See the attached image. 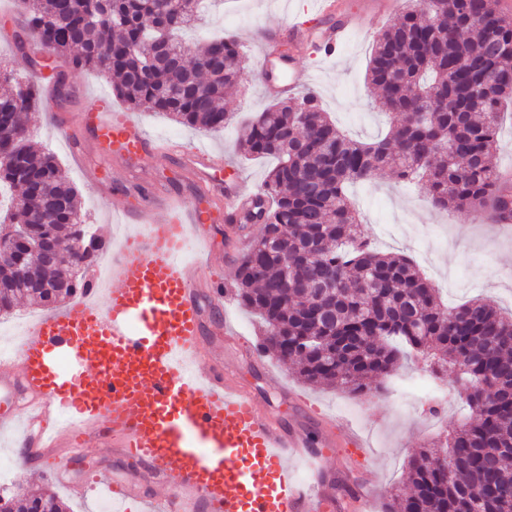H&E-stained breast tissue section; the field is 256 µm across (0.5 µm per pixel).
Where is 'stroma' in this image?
<instances>
[{
    "label": "stroma",
    "instance_id": "1",
    "mask_svg": "<svg viewBox=\"0 0 512 512\" xmlns=\"http://www.w3.org/2000/svg\"><path fill=\"white\" fill-rule=\"evenodd\" d=\"M313 0H207L204 12L210 21L180 37L189 48L221 32L238 35L246 50L245 74L224 97V109L232 119L218 131L196 130L155 112H138L134 118L145 136L178 142L180 156H155L132 163L115 156L102 160L92 132L71 148L57 133L60 123L77 124L81 114L98 109L99 98H111L109 78L100 73L72 69L59 58L53 69H26V80L51 89L54 70L65 71L70 94L49 100L46 106L24 113L35 147L48 148L57 158L62 173L81 194V206L107 248H114L129 228L116 209L122 199L143 198L152 192L189 197L194 185L184 168L190 155L222 157L224 167L211 172L214 183L212 219L203 225L202 242L189 247L184 257L208 263L215 283H200L196 296L202 309L206 355L219 363L231 380L249 388L276 423L309 432L313 442L321 440V419L354 427L364 439L363 447L337 438L329 451L324 481L334 498L348 502L360 477L376 471L386 493L378 497L374 512H385L393 491L408 488L406 462L424 444L444 429L457 426L465 415L453 376L440 386L446 400H434L422 388L426 371L406 364L392 381H374L367 395L355 396L304 381L293 365L267 354L254 353L261 340L258 317L238 305L233 297L234 274L245 241L234 238L224 222V193L233 191L249 197L260 190L273 162L245 157L239 148L242 124L271 102L261 85L262 59L259 35L266 28H281L314 17ZM21 0H0V62H11L16 43L24 36ZM374 39L358 31L350 35L338 57L323 60L313 48H305L296 62L308 69L322 104L337 127L361 142L382 138L388 123L384 114L370 106L366 73ZM348 195L359 213L361 226L384 252L410 256L437 288L446 304L461 303L475 295L496 301L512 312V227L482 223L472 211L446 212L431 205L425 185L403 186L391 173L368 183H356ZM222 284V309H215V284ZM279 373L283 385L274 389L265 383L266 371ZM10 486L36 485L55 493L73 512H101L103 502L97 489L83 497L73 496L62 484L33 469L14 465Z\"/></svg>",
    "mask_w": 512,
    "mask_h": 512
}]
</instances>
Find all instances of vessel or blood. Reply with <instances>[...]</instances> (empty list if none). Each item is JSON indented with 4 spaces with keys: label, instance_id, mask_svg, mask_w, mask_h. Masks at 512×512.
I'll return each instance as SVG.
<instances>
[{
    "label": "vessel or blood",
    "instance_id": "1",
    "mask_svg": "<svg viewBox=\"0 0 512 512\" xmlns=\"http://www.w3.org/2000/svg\"><path fill=\"white\" fill-rule=\"evenodd\" d=\"M334 0H317L322 27L307 23L264 34L262 84L273 96H292L309 73L283 58V41H316L323 57L340 52L351 18L329 23ZM105 155L143 157L165 150L149 141L128 114L110 103L86 114ZM189 174L195 199L165 204L124 203L136 226L112 252L105 287L30 323L15 355L0 359V430L19 428L28 463L48 476L61 463L46 448L80 450L133 460L125 478L101 480L129 512H328L321 478L326 458L307 434L274 424L246 390L225 382L201 351V309L193 284L201 266L180 258L189 228L208 223L211 186L202 170ZM309 480H300L297 464ZM161 487L146 496L145 485Z\"/></svg>",
    "mask_w": 512,
    "mask_h": 512
}]
</instances>
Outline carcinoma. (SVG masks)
<instances>
[{
    "label": "carcinoma",
    "instance_id": "1",
    "mask_svg": "<svg viewBox=\"0 0 512 512\" xmlns=\"http://www.w3.org/2000/svg\"><path fill=\"white\" fill-rule=\"evenodd\" d=\"M25 25L44 50L23 65L45 67L72 54V67L113 80L130 110L164 112L178 123L224 128L225 90L238 84L246 54L234 36L199 46L187 61L176 34L196 20V0H24ZM407 10L377 36L369 62L371 103L386 114V135L364 143L344 135L313 93L269 104L242 129L245 153L272 158L264 188L247 198L238 230L248 238L235 275L236 301L257 314L261 349L299 364L308 381L361 393L414 357L429 376L456 373L466 420L414 454L410 491L386 512H503L512 506V316L474 298L449 309L408 256L384 253L361 235L347 188L389 170L425 182L434 207L471 209L488 224H512V188L491 166L500 112L512 101V16L490 0H433V18ZM168 29L171 63L155 66L142 47ZM0 113L14 137L0 138V187L11 192L0 239V316L25 296L51 309L91 287L104 243L84 223L78 189L55 155L29 144L20 113L42 103L38 89L0 67ZM38 188L42 205L29 207ZM63 247L68 258L30 248ZM452 456L453 469L441 463ZM0 512H68L53 494L0 495Z\"/></svg>",
    "mask_w": 512,
    "mask_h": 512
}]
</instances>
